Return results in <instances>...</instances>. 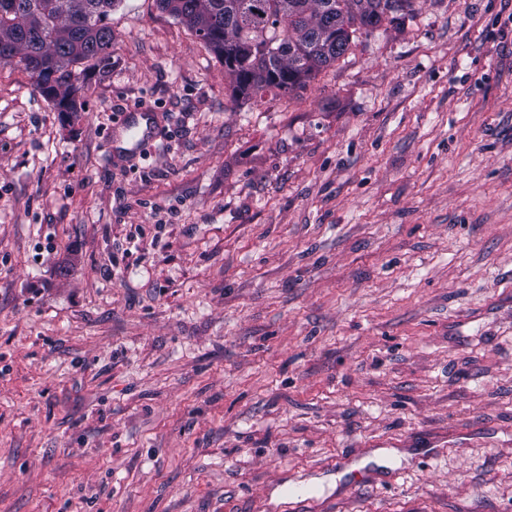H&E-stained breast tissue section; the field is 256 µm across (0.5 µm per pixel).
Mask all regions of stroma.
Wrapping results in <instances>:
<instances>
[{"label":"stroma","mask_w":512,"mask_h":512,"mask_svg":"<svg viewBox=\"0 0 512 512\" xmlns=\"http://www.w3.org/2000/svg\"><path fill=\"white\" fill-rule=\"evenodd\" d=\"M110 19L77 118L0 66V512H512V0L236 101ZM115 129L134 130L135 139L131 148L126 149L125 154L135 157L140 148L157 139L159 134V113L150 106L140 103L128 107L119 115L113 126Z\"/></svg>","instance_id":"obj_1"}]
</instances>
